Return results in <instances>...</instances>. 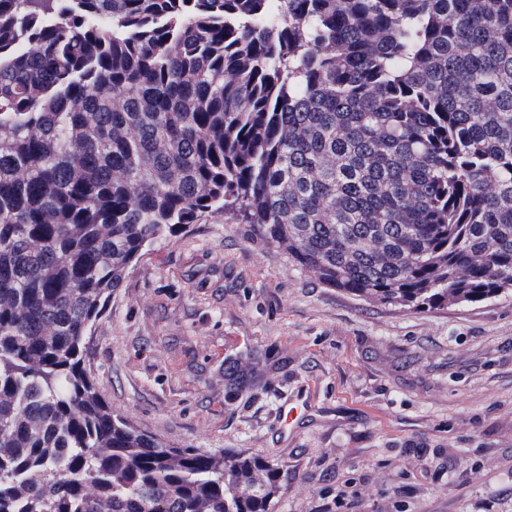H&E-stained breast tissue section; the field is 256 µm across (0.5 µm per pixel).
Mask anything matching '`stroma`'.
I'll return each instance as SVG.
<instances>
[{
    "instance_id": "stroma-1",
    "label": "stroma",
    "mask_w": 512,
    "mask_h": 512,
    "mask_svg": "<svg viewBox=\"0 0 512 512\" xmlns=\"http://www.w3.org/2000/svg\"><path fill=\"white\" fill-rule=\"evenodd\" d=\"M249 352L258 382L225 403L224 359ZM84 362L137 429L278 464L272 512H512L510 292L417 311L358 297L217 212L129 267Z\"/></svg>"
}]
</instances>
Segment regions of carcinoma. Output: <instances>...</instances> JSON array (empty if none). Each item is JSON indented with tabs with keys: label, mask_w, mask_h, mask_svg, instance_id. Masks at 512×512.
<instances>
[{
	"label": "carcinoma",
	"mask_w": 512,
	"mask_h": 512,
	"mask_svg": "<svg viewBox=\"0 0 512 512\" xmlns=\"http://www.w3.org/2000/svg\"><path fill=\"white\" fill-rule=\"evenodd\" d=\"M220 210L385 304L512 292V0H0V512H271L279 466L165 445L82 366Z\"/></svg>",
	"instance_id": "1"
}]
</instances>
